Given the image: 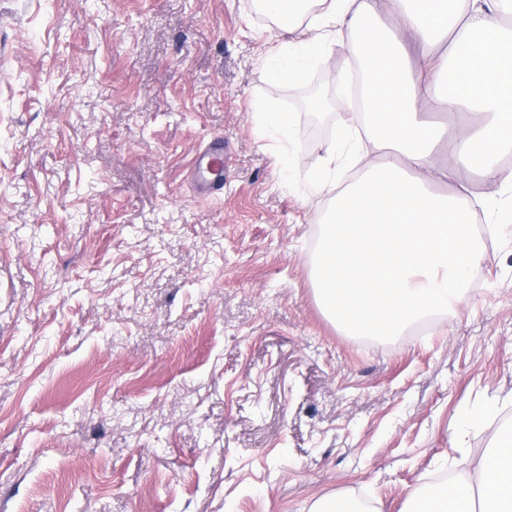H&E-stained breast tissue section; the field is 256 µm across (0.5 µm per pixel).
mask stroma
<instances>
[{"instance_id":"obj_1","label":"stroma","mask_w":512,"mask_h":512,"mask_svg":"<svg viewBox=\"0 0 512 512\" xmlns=\"http://www.w3.org/2000/svg\"><path fill=\"white\" fill-rule=\"evenodd\" d=\"M302 37L254 0H0V512H406L512 430L511 219L470 225L448 313L322 310L309 179L351 72L339 42L273 82ZM224 142L213 139L197 153L193 166V184L197 195L216 196L222 190Z\"/></svg>"}]
</instances>
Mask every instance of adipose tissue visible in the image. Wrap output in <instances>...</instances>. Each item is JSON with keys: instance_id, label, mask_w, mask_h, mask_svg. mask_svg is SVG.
<instances>
[{"instance_id": "1", "label": "adipose tissue", "mask_w": 512, "mask_h": 512, "mask_svg": "<svg viewBox=\"0 0 512 512\" xmlns=\"http://www.w3.org/2000/svg\"><path fill=\"white\" fill-rule=\"evenodd\" d=\"M268 13L306 20L300 44L281 43L263 59L271 79L287 83L350 32L348 60L362 78L365 111L327 151L330 192L319 219L315 291L323 310L360 336L397 332L450 307L481 257L466 231L476 215L465 187L434 192L463 169L479 172L490 195L512 186V0H386V11L420 48L404 45L375 20L374 0H263ZM469 114L438 165L431 156L442 129L429 112ZM359 166L350 183L337 167ZM415 512H512V434L497 437L474 471L433 487Z\"/></svg>"}]
</instances>
